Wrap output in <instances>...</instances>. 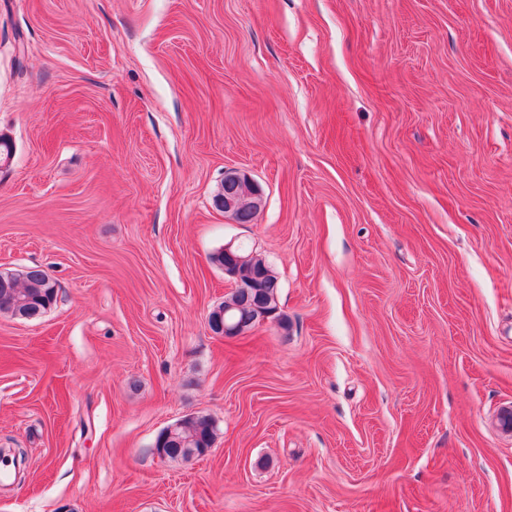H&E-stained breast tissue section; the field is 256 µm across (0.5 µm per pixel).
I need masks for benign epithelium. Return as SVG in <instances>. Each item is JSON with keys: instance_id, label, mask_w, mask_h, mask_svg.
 Instances as JSON below:
<instances>
[{"instance_id": "benign-epithelium-1", "label": "benign epithelium", "mask_w": 512, "mask_h": 512, "mask_svg": "<svg viewBox=\"0 0 512 512\" xmlns=\"http://www.w3.org/2000/svg\"><path fill=\"white\" fill-rule=\"evenodd\" d=\"M262 190L246 174L238 171L224 173V186L216 197V205L224 214L237 218L243 213L256 212L262 205ZM224 276L233 284V290L255 299L256 324L279 322L276 314L279 306L265 299L267 273L256 264V254L247 253L239 247L224 246ZM239 306L231 304L224 308V319L208 317L210 331L220 337L229 338L244 334V320L236 316Z\"/></svg>"}]
</instances>
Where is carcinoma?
Listing matches in <instances>:
<instances>
[{
    "label": "carcinoma",
    "instance_id": "1",
    "mask_svg": "<svg viewBox=\"0 0 512 512\" xmlns=\"http://www.w3.org/2000/svg\"><path fill=\"white\" fill-rule=\"evenodd\" d=\"M0 279L12 283L10 291L0 290V314L19 317L21 307L27 306L39 314L50 309L57 299V283L43 269L27 267L18 272H0ZM216 425L208 415H194L180 421L177 440L155 445L159 456L184 460L188 449L212 448Z\"/></svg>",
    "mask_w": 512,
    "mask_h": 512
}]
</instances>
